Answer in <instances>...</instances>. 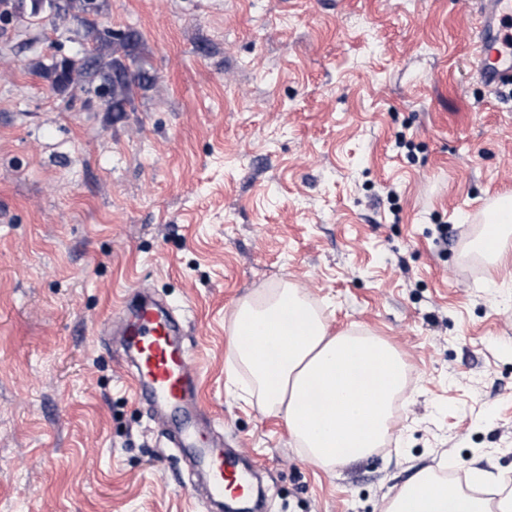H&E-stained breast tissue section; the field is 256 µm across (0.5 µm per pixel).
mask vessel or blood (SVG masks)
Wrapping results in <instances>:
<instances>
[{
  "label": "vessel or blood",
  "instance_id": "b4317fda",
  "mask_svg": "<svg viewBox=\"0 0 512 512\" xmlns=\"http://www.w3.org/2000/svg\"><path fill=\"white\" fill-rule=\"evenodd\" d=\"M476 23L473 65L478 81L493 94L512 90V0H466ZM124 349L138 403L166 413L174 425V447L188 453L205 475L213 504L238 500L252 490L251 471L214 444L196 425L197 373L184 343L185 320L176 308L156 300L122 303Z\"/></svg>",
  "mask_w": 512,
  "mask_h": 512
}]
</instances>
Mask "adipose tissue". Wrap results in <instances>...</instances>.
Returning a JSON list of instances; mask_svg holds the SVG:
<instances>
[{
    "mask_svg": "<svg viewBox=\"0 0 512 512\" xmlns=\"http://www.w3.org/2000/svg\"><path fill=\"white\" fill-rule=\"evenodd\" d=\"M227 368L247 372L244 393L283 414L305 456L325 470L381 446L406 377L390 343L330 333L324 315L287 286L239 303ZM384 512H512V493L492 506L428 468L387 499Z\"/></svg>",
    "mask_w": 512,
    "mask_h": 512,
    "instance_id": "ef3b65f1",
    "label": "adipose tissue"
}]
</instances>
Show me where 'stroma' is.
<instances>
[{"instance_id": "1", "label": "stroma", "mask_w": 512, "mask_h": 512, "mask_svg": "<svg viewBox=\"0 0 512 512\" xmlns=\"http://www.w3.org/2000/svg\"><path fill=\"white\" fill-rule=\"evenodd\" d=\"M156 76L123 112L42 76L73 14L0 15V512H210L96 331L142 283L182 309L198 401L259 512H381L425 468L512 482V102L471 76L465 0H97ZM447 234H440V226ZM282 281L403 355L382 449L333 472L238 398L236 305ZM511 228L510 225L508 226H504V227H501L500 229L496 230L492 236V239H491V246L489 247H486L484 245V240H485V231H484V235L481 239V246L494 253L495 254V260L498 264H507V263H511V258H512V252H511V246H512V242H511V232H508V230Z\"/></svg>"}]
</instances>
